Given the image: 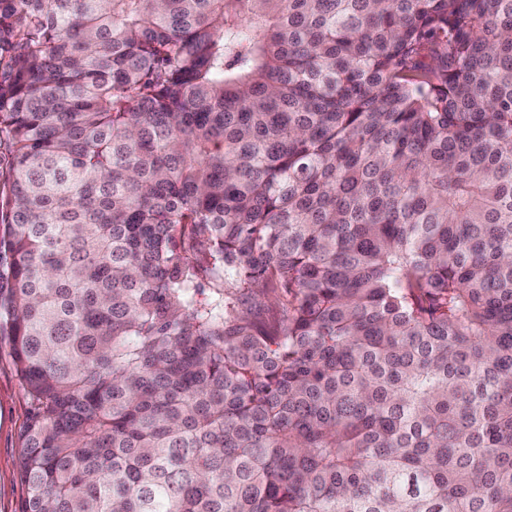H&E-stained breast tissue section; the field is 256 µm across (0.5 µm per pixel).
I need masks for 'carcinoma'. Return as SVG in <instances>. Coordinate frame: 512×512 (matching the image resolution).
<instances>
[{
    "instance_id": "obj_1",
    "label": "carcinoma",
    "mask_w": 512,
    "mask_h": 512,
    "mask_svg": "<svg viewBox=\"0 0 512 512\" xmlns=\"http://www.w3.org/2000/svg\"><path fill=\"white\" fill-rule=\"evenodd\" d=\"M0 338L20 512H512V0H0ZM241 308L252 312L261 324L272 325L282 315V306L276 294L269 288L255 290L244 297ZM32 404L15 372L11 346L0 340V512H19L26 487L18 473L22 434Z\"/></svg>"
}]
</instances>
